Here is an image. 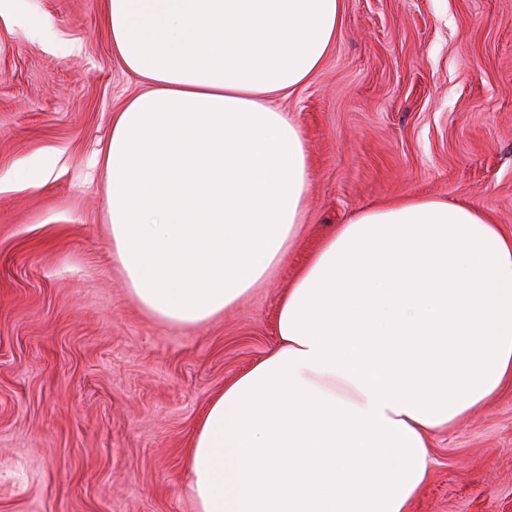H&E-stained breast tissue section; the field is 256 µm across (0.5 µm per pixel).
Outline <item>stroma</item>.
I'll return each instance as SVG.
<instances>
[{"label":"stroma","mask_w":512,"mask_h":512,"mask_svg":"<svg viewBox=\"0 0 512 512\" xmlns=\"http://www.w3.org/2000/svg\"><path fill=\"white\" fill-rule=\"evenodd\" d=\"M143 89L103 0H0V512H197L186 466L212 398L278 343L310 251L360 209L464 202L512 233V0H346L319 73L277 104L311 157L287 260L237 306L167 325L112 256L84 172ZM52 168L21 189L13 170ZM408 512H512V389L431 436Z\"/></svg>","instance_id":"stroma-1"}]
</instances>
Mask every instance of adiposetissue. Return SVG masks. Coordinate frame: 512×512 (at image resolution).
I'll list each match as a JSON object with an SVG mask.
<instances>
[{
	"instance_id": "1",
	"label": "adipose tissue",
	"mask_w": 512,
	"mask_h": 512,
	"mask_svg": "<svg viewBox=\"0 0 512 512\" xmlns=\"http://www.w3.org/2000/svg\"><path fill=\"white\" fill-rule=\"evenodd\" d=\"M345 0H106L144 90L92 164L131 296L169 325L281 264L309 189L275 99L330 54ZM278 346L225 384L187 459L198 512H406L430 436L512 386V236L403 195L337 225L279 299Z\"/></svg>"
}]
</instances>
